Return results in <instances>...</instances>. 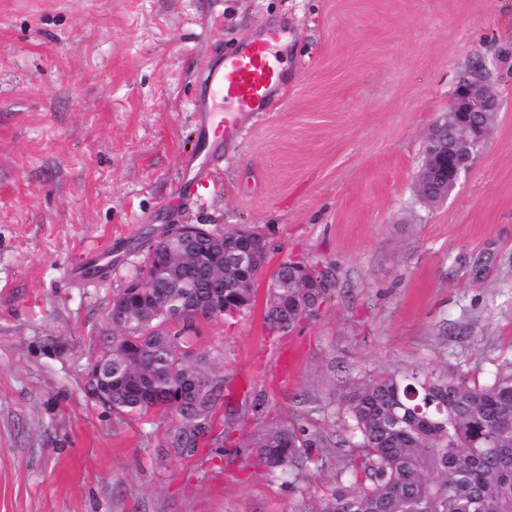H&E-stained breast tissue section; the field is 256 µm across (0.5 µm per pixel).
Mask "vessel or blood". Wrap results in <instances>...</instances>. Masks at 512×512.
Listing matches in <instances>:
<instances>
[{
	"mask_svg": "<svg viewBox=\"0 0 512 512\" xmlns=\"http://www.w3.org/2000/svg\"><path fill=\"white\" fill-rule=\"evenodd\" d=\"M284 34L277 24L257 39L236 42L207 74L205 89L223 102L225 125H236L240 114L263 111L282 94L285 71L277 63V45Z\"/></svg>",
	"mask_w": 512,
	"mask_h": 512,
	"instance_id": "1",
	"label": "vessel or blood"
}]
</instances>
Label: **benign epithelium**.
I'll return each mask as SVG.
<instances>
[{
    "mask_svg": "<svg viewBox=\"0 0 512 512\" xmlns=\"http://www.w3.org/2000/svg\"><path fill=\"white\" fill-rule=\"evenodd\" d=\"M498 109V99L483 68L462 77L456 86L453 102L443 121L437 123L427 137L426 157L417 175L418 188L424 198L436 194L449 195L460 176L470 167L472 156L486 143L491 118ZM239 245L233 254L234 264L243 271L258 263L253 230H235ZM110 323L117 332L130 323L129 310L111 305ZM88 380L90 395L112 406V352H105L91 371Z\"/></svg>",
    "mask_w": 512,
    "mask_h": 512,
    "instance_id": "obj_1",
    "label": "benign epithelium"
}]
</instances>
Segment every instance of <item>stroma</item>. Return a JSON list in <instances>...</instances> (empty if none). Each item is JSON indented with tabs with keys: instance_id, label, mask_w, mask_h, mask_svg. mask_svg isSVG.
I'll use <instances>...</instances> for the list:
<instances>
[{
	"instance_id": "obj_1",
	"label": "stroma",
	"mask_w": 512,
	"mask_h": 512,
	"mask_svg": "<svg viewBox=\"0 0 512 512\" xmlns=\"http://www.w3.org/2000/svg\"><path fill=\"white\" fill-rule=\"evenodd\" d=\"M288 27L282 101L202 148L215 51ZM486 66L499 106L443 202L416 189L430 127ZM248 225L252 306L202 318L221 385L194 452L176 416L86 391L113 299L153 232ZM328 272L318 316L268 335L271 274ZM481 384L512 369V0H0V512H296L337 466L221 459L268 422L341 441L353 381L409 366Z\"/></svg>"
}]
</instances>
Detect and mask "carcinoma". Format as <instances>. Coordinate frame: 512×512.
<instances>
[{"instance_id": "obj_1", "label": "carcinoma", "mask_w": 512, "mask_h": 512, "mask_svg": "<svg viewBox=\"0 0 512 512\" xmlns=\"http://www.w3.org/2000/svg\"><path fill=\"white\" fill-rule=\"evenodd\" d=\"M179 239L150 250L138 278L145 287L124 288L134 311L127 336H112V411L174 412L177 425L170 446L192 452L205 434L217 386L204 356L182 340L205 315L197 306L173 323L151 317L187 295L206 297L204 282L175 260ZM224 264L216 244L196 253V269ZM318 288H269L265 324L285 331L326 299L327 278L313 271ZM168 280V288L150 284ZM254 301V289L224 276V315L233 317ZM340 404L352 422L349 445L362 459L342 458L340 471L354 473L336 482L330 498L316 506L302 502L299 512H512V371L487 385L418 368L389 371L356 381ZM324 447L295 423L262 427L248 445L252 465L268 473L297 462L301 449Z\"/></svg>"}]
</instances>
